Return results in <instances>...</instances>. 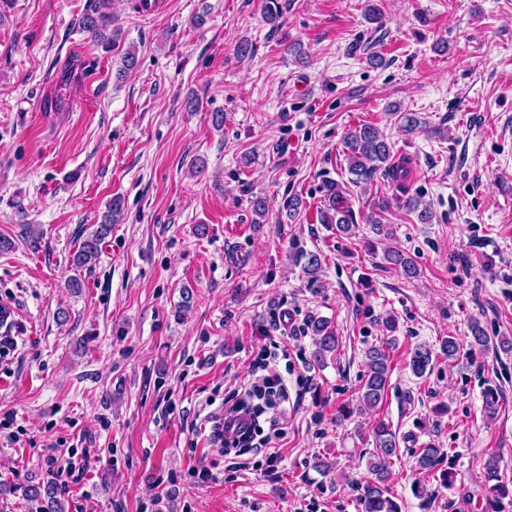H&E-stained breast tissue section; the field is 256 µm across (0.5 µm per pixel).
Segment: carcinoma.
<instances>
[{
	"label": "carcinoma",
	"mask_w": 512,
	"mask_h": 512,
	"mask_svg": "<svg viewBox=\"0 0 512 512\" xmlns=\"http://www.w3.org/2000/svg\"><path fill=\"white\" fill-rule=\"evenodd\" d=\"M108 0H93L90 13L81 21L82 30L91 33L96 38H103V32L112 25V15L107 12ZM347 150V170L352 176V182L358 184L371 180L378 172L397 182H404L408 170L404 165L393 163L391 145L384 139L379 130L372 125H362L347 133L344 138ZM324 202L326 208L320 211V223L334 224L337 230L346 235L355 234V213L350 202L344 196L342 188L335 182L324 184ZM121 211V201L113 199L109 204L108 215L104 222L96 225L87 237L79 244L73 254V265L79 269H90L99 257L102 245L112 232V224L117 221ZM387 262L408 276H417L414 260L397 250H389L385 254ZM295 263L303 264V270L315 279L321 269V256L317 252L300 251L294 255ZM314 336L313 361L321 365L327 354L338 347V336L329 329L328 321L315 319L311 322ZM460 345L450 336L440 343L439 357L450 362L457 359ZM366 373L358 391L359 406L363 409L374 410L386 398L391 366L386 347L372 345L366 349ZM434 352L423 345L415 348L410 365L413 373L419 377L425 375L433 361ZM375 450L368 459V469L372 478L359 488V502L362 512H399L396 503L389 497V468L392 458L399 454V441L395 432L384 422L376 424L373 430ZM440 455V449L428 446L421 450L417 458L418 478L416 490L427 492L429 475L435 470ZM487 481L492 483V491L499 498L512 494V490L499 483L498 463L490 458L485 463ZM28 500L39 504L40 512H65V505L59 498L56 488L49 484L35 485L24 490Z\"/></svg>",
	"instance_id": "obj_1"
}]
</instances>
